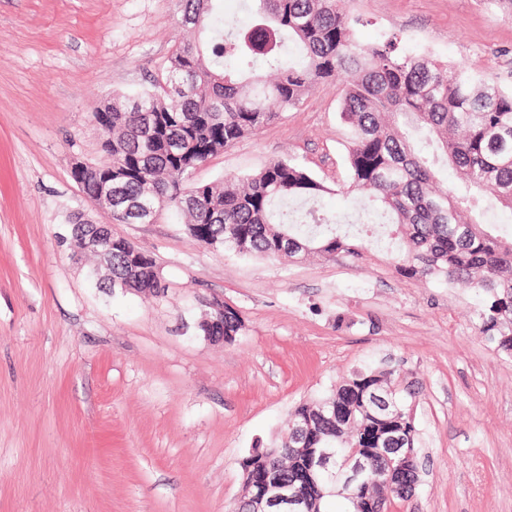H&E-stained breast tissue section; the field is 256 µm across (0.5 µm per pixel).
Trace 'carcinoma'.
<instances>
[{"label":"carcinoma","instance_id":"obj_1","mask_svg":"<svg viewBox=\"0 0 512 512\" xmlns=\"http://www.w3.org/2000/svg\"><path fill=\"white\" fill-rule=\"evenodd\" d=\"M247 20L224 21V0H181V27L150 86L130 97L116 93L95 113L106 160L71 171L93 198L97 178L112 171V223L140 224L146 189L156 212L175 210L190 236L212 249L248 258L359 255L353 224L315 208L335 189L292 159H277L259 171L209 183L193 172L240 139L296 109L321 83L346 75L341 119L348 124L347 193L364 199L361 231L382 218L383 243L397 273L407 279L445 282L482 295L479 332L512 355V232L501 233L482 216L512 215V88L464 65L450 66L423 55L403 54L398 37L362 45L343 0H248ZM442 167L459 184L444 185ZM155 261L128 239L112 247V288L138 293L161 287ZM244 324L224 306V335ZM396 369L356 371L332 393L305 401L291 413L292 425L309 427L307 447L381 448L393 433L419 448V433L407 389ZM390 402L387 413L373 397ZM287 433L267 454L285 466L280 479L293 483L302 457L292 454ZM405 500L419 485L416 470L399 474ZM316 512H330L333 497L344 512L355 499L334 491L326 476L309 486Z\"/></svg>","mask_w":512,"mask_h":512}]
</instances>
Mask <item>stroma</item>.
I'll list each match as a JSON object with an SVG mask.
<instances>
[{"instance_id":"1","label":"stroma","mask_w":512,"mask_h":512,"mask_svg":"<svg viewBox=\"0 0 512 512\" xmlns=\"http://www.w3.org/2000/svg\"><path fill=\"white\" fill-rule=\"evenodd\" d=\"M365 44L395 33L512 84V13L485 0H345ZM179 0H0V512H226L242 461L300 402L387 365L416 395L421 482L391 512H512V357L478 331L475 291L406 279L366 243L278 262L195 244L182 218L116 224L156 260L154 296L105 294L64 241L71 177L103 161L94 112L146 85L181 36ZM344 77L224 150L207 183L292 158L347 179ZM221 298L244 328L195 335Z\"/></svg>"}]
</instances>
